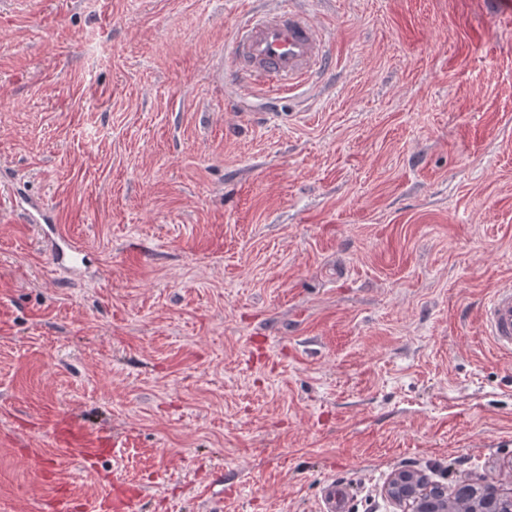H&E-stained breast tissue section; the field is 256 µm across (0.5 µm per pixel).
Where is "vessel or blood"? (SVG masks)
I'll use <instances>...</instances> for the list:
<instances>
[{"label": "vessel or blood", "instance_id": "obj_1", "mask_svg": "<svg viewBox=\"0 0 512 512\" xmlns=\"http://www.w3.org/2000/svg\"><path fill=\"white\" fill-rule=\"evenodd\" d=\"M232 69L263 91L288 93L326 64L328 54L305 12L285 4L237 21L232 35ZM492 347L512 353V284L497 288L481 310Z\"/></svg>", "mask_w": 512, "mask_h": 512}]
</instances>
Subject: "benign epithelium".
Instances as JSON below:
<instances>
[{
	"label": "benign epithelium",
	"mask_w": 512,
	"mask_h": 512,
	"mask_svg": "<svg viewBox=\"0 0 512 512\" xmlns=\"http://www.w3.org/2000/svg\"><path fill=\"white\" fill-rule=\"evenodd\" d=\"M382 495L393 512H512V489L505 491L482 475L448 486L420 470H396Z\"/></svg>",
	"instance_id": "obj_1"
}]
</instances>
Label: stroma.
<instances>
[{
  "instance_id": "stroma-1",
  "label": "stroma",
  "mask_w": 512,
  "mask_h": 512,
  "mask_svg": "<svg viewBox=\"0 0 512 512\" xmlns=\"http://www.w3.org/2000/svg\"><path fill=\"white\" fill-rule=\"evenodd\" d=\"M251 6L0 0V512L512 477V0H302L332 57L273 118ZM483 332L499 353H512V284L497 288L481 310Z\"/></svg>"
}]
</instances>
